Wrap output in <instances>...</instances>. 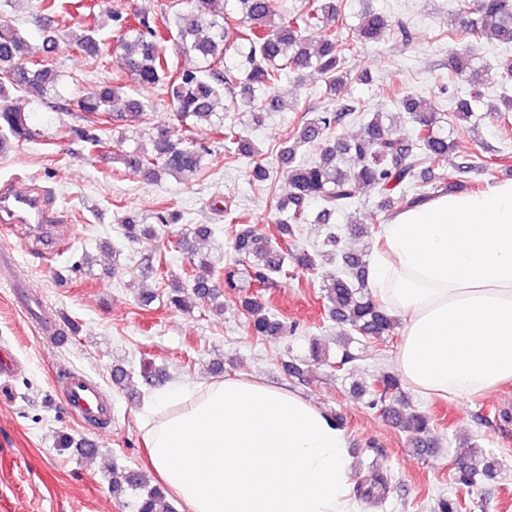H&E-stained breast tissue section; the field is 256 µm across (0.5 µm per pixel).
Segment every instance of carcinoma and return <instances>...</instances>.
Returning <instances> with one entry per match:
<instances>
[{"label": "carcinoma", "mask_w": 512, "mask_h": 512, "mask_svg": "<svg viewBox=\"0 0 512 512\" xmlns=\"http://www.w3.org/2000/svg\"><path fill=\"white\" fill-rule=\"evenodd\" d=\"M65 0H38L44 31L40 48H35L10 22L0 24V137L30 141L40 136L29 123L27 113L10 104V93L20 92L36 104L57 107L71 103L77 118L105 125L109 120L133 118L146 121L152 105L131 91L159 89L173 105L179 129L142 131L139 143L123 155L124 164L143 173L146 180L158 182L166 176L186 181L197 175L210 155V146L197 139L199 132L210 135L234 154L249 160V181L258 186L272 183L273 171L230 116V108L243 100L259 124L264 114L280 107L277 89L284 78L311 69L326 81V91L336 95L352 80L349 60L361 48L378 43L391 29L392 21L381 13H368L353 27L337 8L336 0H300L288 6L282 0H172L161 11V23L151 24L141 13L134 18L112 16L116 35L112 50L118 54L122 73L74 90L60 85L55 66L49 63L56 33L50 23ZM100 27L96 16L78 29L67 32L76 52L96 56L100 51ZM491 36L512 44V0H479L465 24L463 41L448 47L447 83L450 91L458 81L469 86L465 97L450 96L451 114L458 122H470L475 108L485 98L488 71L475 63V45ZM176 49L193 61V67L171 69L170 50ZM404 111L412 115L414 142L405 140L394 128V121L380 112L365 118L356 135L345 132L352 116L363 110L358 100L336 99V105L321 111L298 108L302 116L292 137L277 154V163L287 171L288 193L275 205L270 220L274 233H259L246 224L247 217L224 205L232 256L224 268V289L238 294L246 331L256 340L295 336L302 328L273 312L264 291L282 279L294 276V267L322 279L321 293L331 320L342 327L339 353L330 361L315 342L309 344V357L338 371L350 369L359 359L356 346L383 344L392 338L396 319L368 287L367 252L376 233L373 226L333 224V217L356 203L359 188L369 187L380 195L378 211L370 215L373 225L378 214L393 215L420 206L467 182L473 174L482 175L499 164L500 158L481 150H463L438 126L435 103L403 90L395 94ZM482 117L505 126L512 123V98L486 110ZM457 154L454 173L459 180L449 184L448 155ZM318 206L315 221L325 226L322 244L311 248H288L297 244L301 224L308 219L310 205ZM155 224H145L135 215L121 220L131 241L153 236L155 226L176 224L180 214L169 208L153 216ZM212 236L208 224H196L178 239L175 246L187 250L195 270L183 282L170 280L168 303L176 309L187 307V295L213 303L219 290L212 279L213 266L204 252ZM158 270L141 273V298L155 296L152 279ZM112 385L124 387L133 373L119 363L111 367ZM139 377L149 388L162 385L164 373L152 362L141 365ZM367 395L366 406L379 411L406 434L410 445L422 453H433L437 443L432 436L433 419L408 409L399 376L383 374L360 387ZM58 451L73 450L89 459L99 454L96 444L67 432L56 437ZM457 466L453 483L474 491L486 481L501 475V463L470 438L456 449ZM112 493L138 492L135 512H176L166 503L163 490L150 485L145 474L131 469H112Z\"/></svg>", "instance_id": "1"}]
</instances>
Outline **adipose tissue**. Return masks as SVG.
Returning a JSON list of instances; mask_svg holds the SVG:
<instances>
[{
	"label": "adipose tissue",
	"mask_w": 512,
	"mask_h": 512,
	"mask_svg": "<svg viewBox=\"0 0 512 512\" xmlns=\"http://www.w3.org/2000/svg\"><path fill=\"white\" fill-rule=\"evenodd\" d=\"M369 271L404 323L396 370L424 396L512 381V181L396 214ZM146 453L186 512H358L348 438L302 394L231 376L154 394Z\"/></svg>",
	"instance_id": "ef3b65f1"
}]
</instances>
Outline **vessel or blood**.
Here are the masks:
<instances>
[{
  "label": "vessel or blood",
  "mask_w": 512,
  "mask_h": 512,
  "mask_svg": "<svg viewBox=\"0 0 512 512\" xmlns=\"http://www.w3.org/2000/svg\"><path fill=\"white\" fill-rule=\"evenodd\" d=\"M0 222L33 225L39 237L54 244L56 232L50 224L39 196L11 185L0 187ZM0 280L13 290L16 303L36 322L43 338L57 343L66 330L43 307L40 292L19 281L11 249H0ZM55 392L65 401L70 413L95 433L105 432L112 424V397L90 376L75 370H60L52 378Z\"/></svg>",
  "instance_id": "b4317fda"
}]
</instances>
